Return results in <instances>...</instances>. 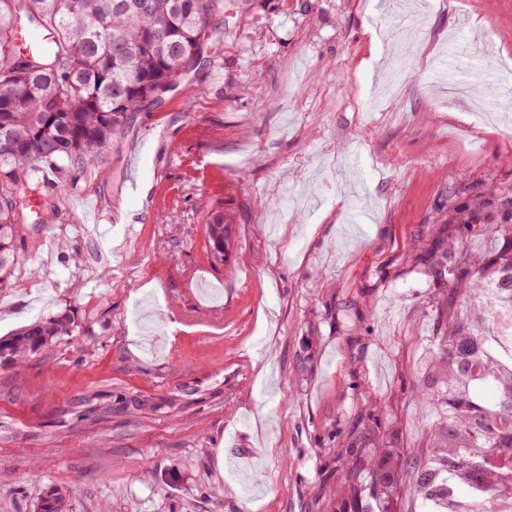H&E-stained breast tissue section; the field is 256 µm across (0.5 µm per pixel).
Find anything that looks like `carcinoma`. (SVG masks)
<instances>
[{"instance_id": "cac0c4a2", "label": "carcinoma", "mask_w": 512, "mask_h": 512, "mask_svg": "<svg viewBox=\"0 0 512 512\" xmlns=\"http://www.w3.org/2000/svg\"><path fill=\"white\" fill-rule=\"evenodd\" d=\"M222 14L224 0H0V284L18 264L17 225L26 220L20 190L40 192L51 206L53 193L40 186L42 169L64 176L103 163L128 116L160 100L199 60L206 29ZM23 18L52 36L48 54L16 50L15 26ZM486 225L501 243L485 256L468 252L464 238ZM207 236L218 263L228 256L223 212L211 215ZM430 268L448 288V317L436 325L433 360L458 399L450 423L434 433L433 455L483 444L512 463V440L503 437L512 432V383L501 380L506 366L484 347L495 326L490 308L469 304L489 289V275L512 274V182L448 205V227L437 229ZM73 327L67 315L42 317L0 338V359L45 350ZM479 366L495 400L475 428L468 420ZM423 481L421 474L400 482L379 476L371 495L413 497ZM38 512H67L62 490L49 489Z\"/></svg>"}]
</instances>
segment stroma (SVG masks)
Listing matches in <instances>:
<instances>
[{
  "label": "stroma",
  "instance_id": "35a3bbf8",
  "mask_svg": "<svg viewBox=\"0 0 512 512\" xmlns=\"http://www.w3.org/2000/svg\"><path fill=\"white\" fill-rule=\"evenodd\" d=\"M206 45L19 228L0 336L74 331L0 365V512L52 487L69 512H421L342 481L327 433L372 410L397 477L427 454L425 254L450 195L512 181V0H224ZM207 224L209 256L215 262L223 264L220 262V258L224 256V262L226 261L229 246L227 228L224 225V213L219 211L212 214ZM74 321L67 315L42 317L10 336L0 338V364L18 361L27 355L47 349L62 336H70Z\"/></svg>",
  "mask_w": 512,
  "mask_h": 512
}]
</instances>
